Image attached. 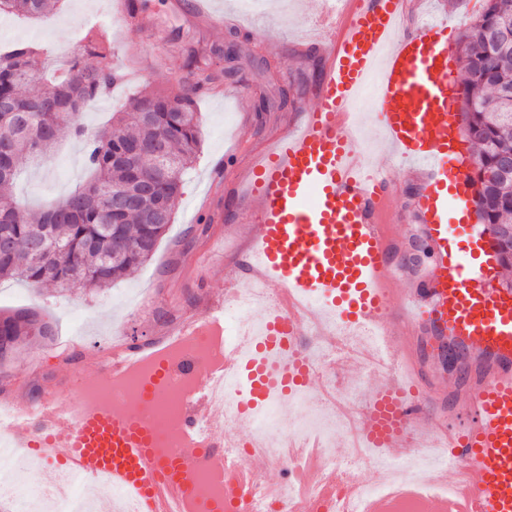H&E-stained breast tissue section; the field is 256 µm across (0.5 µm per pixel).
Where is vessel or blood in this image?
Listing matches in <instances>:
<instances>
[{
  "label": "vessel or blood",
  "mask_w": 512,
  "mask_h": 512,
  "mask_svg": "<svg viewBox=\"0 0 512 512\" xmlns=\"http://www.w3.org/2000/svg\"><path fill=\"white\" fill-rule=\"evenodd\" d=\"M323 0L322 15L341 31L325 47L326 66L314 106L299 127L276 137L234 177L254 226L239 268L226 269L224 293L206 300L202 314L169 326L163 340L129 344L103 356L101 376L126 374L158 355L166 341L194 335L224 318L238 293V269L252 286L286 299L289 315L265 314L263 337L249 376V398L238 410L247 419L272 391L312 387L320 370L305 363L307 337H322L352 367L372 357L390 362L382 383L358 407V427L385 458L403 460L427 452L434 466L427 482H403L390 494L427 496L452 490L458 512H512V289L495 287L502 268L494 240L471 238L459 246L447 226L448 210L467 200L466 171L455 183L446 174L448 152V28L429 22L398 33L406 0H358L348 12ZM379 72L373 104L396 156L428 174L414 208L431 267L418 284L394 291L393 248L374 214L396 211L384 179L364 171L345 134L357 93ZM370 328L373 339L347 347L330 329ZM436 366L424 383L419 361ZM78 384L50 388L41 398L21 392L0 397L16 420L13 448L33 449L46 471L64 466L80 479L103 478L137 497L153 512L160 497L193 495L194 454L156 455L157 436L141 423L140 409L75 404ZM212 430L207 444L224 447L223 411L209 390L192 398L184 426L201 416ZM269 459L254 454L237 465L243 488L258 484Z\"/></svg>",
  "instance_id": "b4317fda"
}]
</instances>
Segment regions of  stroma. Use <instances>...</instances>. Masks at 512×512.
<instances>
[{"label":"stroma","mask_w":512,"mask_h":512,"mask_svg":"<svg viewBox=\"0 0 512 512\" xmlns=\"http://www.w3.org/2000/svg\"><path fill=\"white\" fill-rule=\"evenodd\" d=\"M115 0H59L51 12L33 21L20 16L0 17V49L17 42L39 44L48 54L69 59L91 26L90 15H99V28L107 29L112 42V61L121 68L134 66L138 82L114 85L101 96L100 105L84 113L83 122L92 131L106 125L113 112L127 104L138 91H179L188 75L191 50L212 45L235 46L237 73L225 79V87L248 85L253 100L267 99V111L238 112L235 101L223 89L202 94L196 101L200 114L201 152L185 175L183 193L174 209L173 222L153 257L133 275L100 290L74 287L66 292L51 288L33 290L16 279L0 280V310L34 308L49 324L50 337L30 338L21 343L7 364H0V394L20 391L39 394L61 380L84 383L99 381L94 354L78 335L90 340L135 342L156 339L167 316L182 318L200 307L206 295L224 289V267L235 255L233 248L220 247L222 239L242 242L250 230V217L231 201L230 185L213 181L225 152L235 154L238 164L260 155L270 138L287 127H296L306 106L312 105L325 68L316 41L320 37V0H212L226 22L216 25L192 19L177 7L178 0H136L152 35L163 49L153 58L141 53L138 35L121 28H108L106 16ZM484 0H412L407 5L404 32L417 28L420 12L448 25L451 45H458ZM369 160L376 171L388 174L386 194L405 211H412L419 188L413 167L396 161L381 142L382 129L373 109L360 116ZM19 176L14 187L17 199L30 210L75 189L86 176L83 149L70 137L59 139L45 163L18 161ZM211 195L219 217L200 231L195 208L204 195ZM379 224L395 243L398 268L392 285L405 287L408 280L422 276L428 256L416 255L423 239L415 220L394 221L390 211L381 210Z\"/></svg>","instance_id":"obj_1"}]
</instances>
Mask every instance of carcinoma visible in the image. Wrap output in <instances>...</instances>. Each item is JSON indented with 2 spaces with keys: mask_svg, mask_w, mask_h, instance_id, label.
<instances>
[{
  "mask_svg": "<svg viewBox=\"0 0 512 512\" xmlns=\"http://www.w3.org/2000/svg\"><path fill=\"white\" fill-rule=\"evenodd\" d=\"M47 0H0V14L42 18ZM512 32V0H485L460 41L465 132L474 147L477 174L493 170L512 155V50L497 40ZM43 48L21 42L0 54V231L11 251L0 256V279L59 291L75 285L104 288L139 268L154 254L183 193L184 171L199 146L195 102L219 79L207 58L188 56L190 78L177 94L151 92L135 97L108 129L92 132L81 121L85 102L105 94L118 74L112 47L94 34L58 76L47 75ZM99 59L87 66L83 56ZM31 83L37 89L25 95ZM84 146L91 178L59 200L29 213L12 194L17 160L26 154L41 162L61 135ZM474 202L488 229L512 225V182L489 186L481 178ZM49 326L32 309L0 315V336L12 343L46 336Z\"/></svg>",
  "mask_w": 512,
  "mask_h": 512,
  "instance_id": "obj_1",
  "label": "carcinoma"
}]
</instances>
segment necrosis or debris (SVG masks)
<instances>
[{
	"label": "necrosis or debris",
	"mask_w": 512,
	"mask_h": 512,
	"mask_svg": "<svg viewBox=\"0 0 512 512\" xmlns=\"http://www.w3.org/2000/svg\"><path fill=\"white\" fill-rule=\"evenodd\" d=\"M259 298L271 308L280 303L278 297L261 296L259 289H241L228 303L232 318L223 328L203 327L197 335L168 349L169 364L177 365L192 357L201 369L181 373L160 385L147 411L149 424L161 434L158 451L171 455L188 448L200 449L201 460L191 480L203 499L223 504L224 512H362L366 503L386 497L387 492L384 484L364 483L358 478L360 470L375 462L370 449L352 447L344 458L337 457L335 452L337 436L357 429L354 418L346 413L347 408L356 405V392L344 395L345 408L341 411L320 409L321 397L312 392L294 394L285 403L276 397L269 398L251 419L245 442H232L222 452L208 448L204 428L192 433L183 428L187 403L206 383L212 388L215 403L223 405L225 421L236 419L239 402L245 395L243 373L227 374L210 383L204 369L222 364L224 348L229 344L238 345L243 363H250L255 340L251 310ZM155 375V362H142L120 379H104L84 386L78 402L93 407L105 401H136L141 388L150 384ZM284 405L289 412L283 421L279 412ZM11 428V417L0 414V497L13 500L17 512H90L91 482L71 481L62 470L33 485L20 482L21 471L30 468L32 459L6 447ZM257 450L282 466L287 478L281 487L257 489L244 500L237 497L236 477L225 467L223 459L231 456L242 460ZM66 483L71 486L70 494H57V485Z\"/></svg>",
	"instance_id": "obj_1"
}]
</instances>
